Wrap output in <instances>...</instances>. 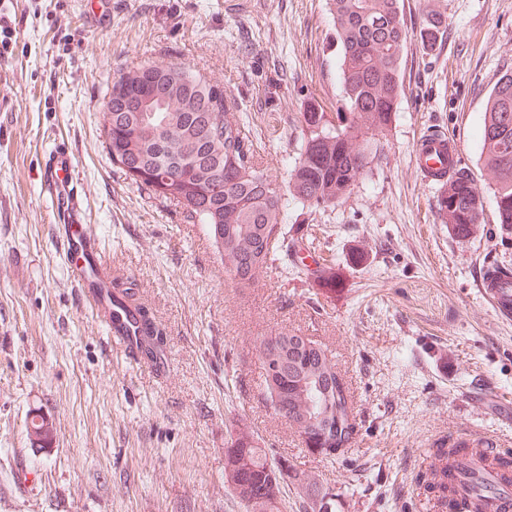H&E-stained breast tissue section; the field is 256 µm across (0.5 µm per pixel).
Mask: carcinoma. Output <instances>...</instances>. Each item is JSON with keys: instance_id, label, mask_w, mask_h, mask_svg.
Returning a JSON list of instances; mask_svg holds the SVG:
<instances>
[{"instance_id": "1", "label": "carcinoma", "mask_w": 512, "mask_h": 512, "mask_svg": "<svg viewBox=\"0 0 512 512\" xmlns=\"http://www.w3.org/2000/svg\"><path fill=\"white\" fill-rule=\"evenodd\" d=\"M333 44L340 54L343 103L332 119L311 104L302 114L303 142L289 175L287 188L271 179L254 162L253 143L240 123L229 117L233 104L224 89L180 64L140 62L129 67L112 84L105 102L104 123L108 153L135 183L156 192L138 172L162 170L177 182L171 195L161 199L176 203L188 222L207 226L224 268L230 275L247 269L254 280L259 269L277 260L287 249L298 256L308 249L296 227L291 239L283 231L292 199L309 212L343 202L366 174L377 155V136L391 125L404 94L402 52L408 38L400 0H329ZM436 13L424 18L422 37L432 41L441 33ZM154 101L155 111L140 104ZM150 122L155 132L140 130ZM483 169L493 176L497 223L512 232V71L495 81L485 104L481 126ZM441 223L453 233L468 237L480 223L482 191L466 167H460L439 188ZM230 231V242L217 239V226ZM113 296L124 311L137 313L144 330L142 355L153 360L161 352L163 332L135 298L125 282L112 281ZM300 369L287 368L288 418L310 428L305 418L319 409L330 413L325 423L336 429L343 446L352 443L356 420L343 394L335 364L322 348L303 349ZM31 441L48 444L54 427L39 416L27 424ZM466 441H442L431 449L432 463L415 481L438 512H480L476 500L503 496L504 487L487 483L482 473L463 467L471 455ZM465 478L473 494L458 498L455 489ZM224 483L241 501L245 512H285L283 489L288 485L313 486L315 479L288 459H274L245 428L230 435L224 448Z\"/></svg>"}]
</instances>
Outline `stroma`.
<instances>
[{"label": "stroma", "instance_id": "1", "mask_svg": "<svg viewBox=\"0 0 512 512\" xmlns=\"http://www.w3.org/2000/svg\"><path fill=\"white\" fill-rule=\"evenodd\" d=\"M0 0L12 30L0 57V512H244L224 485V444L248 429L274 458L318 478L289 501L335 495L336 512H429L415 476L450 437L512 451V317L478 283L512 265L479 162L486 99L512 70V0H403L405 93L380 157L336 207L290 204L328 283L286 261L246 287L207 228L155 198L106 148L113 81L141 60L180 63L220 84L256 161L279 184L301 148L309 103L342 104L327 0ZM443 33L423 41L426 11ZM438 129L482 189L468 238L438 219L439 187L414 146ZM73 153L85 221L113 272L133 281L164 332L163 367L112 345L71 283L42 160ZM285 331L327 350L356 419L335 461L307 451L275 414L254 343ZM52 421L50 444L25 422ZM35 473L36 483L23 472Z\"/></svg>", "mask_w": 512, "mask_h": 512}]
</instances>
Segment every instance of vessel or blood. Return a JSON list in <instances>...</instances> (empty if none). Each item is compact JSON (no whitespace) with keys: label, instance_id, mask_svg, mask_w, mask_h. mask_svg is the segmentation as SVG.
<instances>
[{"label":"vessel or blood","instance_id":"obj_1","mask_svg":"<svg viewBox=\"0 0 512 512\" xmlns=\"http://www.w3.org/2000/svg\"><path fill=\"white\" fill-rule=\"evenodd\" d=\"M416 165L428 182L444 183L461 163V151L437 130L421 135L415 145ZM76 162L68 149L54 147L45 163L44 195L62 217L66 262L71 280L112 341L125 353H137L140 325L113 306L109 295L110 268L89 225L84 224L75 176Z\"/></svg>","mask_w":512,"mask_h":512}]
</instances>
